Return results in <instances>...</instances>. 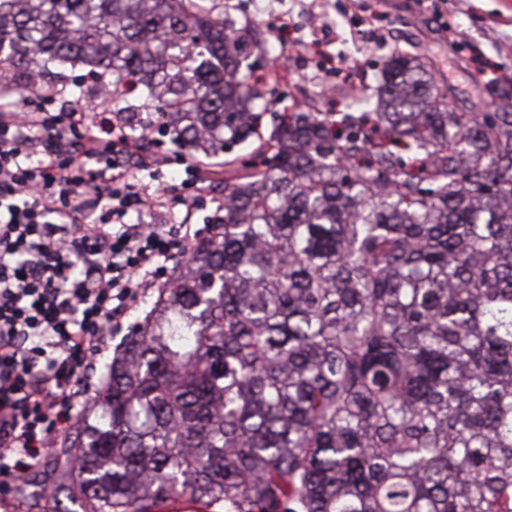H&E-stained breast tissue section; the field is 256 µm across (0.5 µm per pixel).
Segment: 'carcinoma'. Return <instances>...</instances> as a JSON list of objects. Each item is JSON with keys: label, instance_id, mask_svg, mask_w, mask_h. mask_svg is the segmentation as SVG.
Wrapping results in <instances>:
<instances>
[{"label": "carcinoma", "instance_id": "1", "mask_svg": "<svg viewBox=\"0 0 512 512\" xmlns=\"http://www.w3.org/2000/svg\"><path fill=\"white\" fill-rule=\"evenodd\" d=\"M224 0H0L17 93L82 66L220 169L190 247L57 454L83 512H512V90L274 112ZM250 148L252 161L229 154Z\"/></svg>", "mask_w": 512, "mask_h": 512}]
</instances>
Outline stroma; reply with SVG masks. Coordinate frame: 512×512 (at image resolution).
<instances>
[{"label": "stroma", "instance_id": "stroma-1", "mask_svg": "<svg viewBox=\"0 0 512 512\" xmlns=\"http://www.w3.org/2000/svg\"><path fill=\"white\" fill-rule=\"evenodd\" d=\"M272 7L260 22L266 33L265 50L252 55L257 73L287 72L275 88L282 106H291L302 94H315L322 85L332 92L321 100L326 112L352 111L345 94L351 87L375 89L385 59L397 49L420 55L438 87L448 96V109L483 115L497 109L487 84L512 82V0H270ZM320 17V28L311 20ZM334 30L340 40L331 48L336 59L360 61L358 79L336 74L311 42ZM62 96L35 99L33 110L59 112L73 97L90 104L123 109L124 121H133L125 103L100 96L96 80L82 69H67ZM61 464L51 458L28 481L13 485L0 497V512H71L64 495H44L50 474Z\"/></svg>", "mask_w": 512, "mask_h": 512}]
</instances>
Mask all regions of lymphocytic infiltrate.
Here are the masks:
<instances>
[{
	"mask_svg": "<svg viewBox=\"0 0 512 512\" xmlns=\"http://www.w3.org/2000/svg\"><path fill=\"white\" fill-rule=\"evenodd\" d=\"M118 113L82 104L33 112L0 85V493L42 468L114 325L167 281L193 237L174 211L213 176L185 160L186 192L156 172Z\"/></svg>",
	"mask_w": 512,
	"mask_h": 512,
	"instance_id": "f902f5d3",
	"label": "lymphocytic infiltrate"
}]
</instances>
